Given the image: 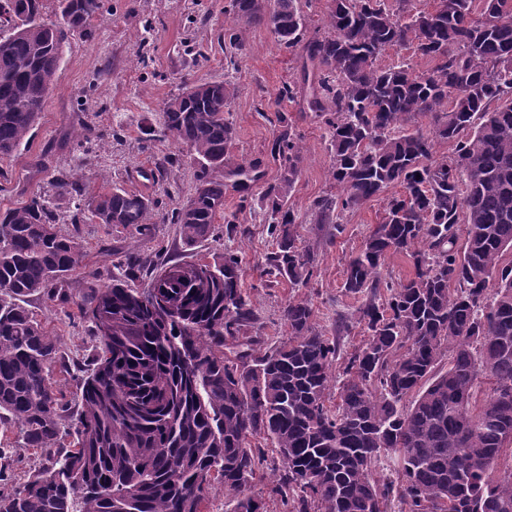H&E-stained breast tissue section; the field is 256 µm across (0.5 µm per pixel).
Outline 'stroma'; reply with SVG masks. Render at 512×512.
<instances>
[{
	"label": "stroma",
	"mask_w": 512,
	"mask_h": 512,
	"mask_svg": "<svg viewBox=\"0 0 512 512\" xmlns=\"http://www.w3.org/2000/svg\"><path fill=\"white\" fill-rule=\"evenodd\" d=\"M228 0H106L102 19L89 30L70 35L63 59L33 135L25 147L0 159V210L22 206L33 191L47 189L56 168L76 173L87 193H95L102 176L125 189L149 194L156 202L146 231L85 223L81 269L72 286L110 285L115 263L135 255L141 260L136 287H144L150 269L171 260L182 264L222 260L225 250L242 259V286L259 320L247 331L253 346L263 349L286 333L282 310L290 299L308 300L317 328L334 331L337 321L357 306L343 290L344 268L365 236L379 223L384 197L347 211L342 232L318 223L312 203L335 193L330 175L326 127L312 113L278 100L284 83L299 79L295 55L280 48L262 24L242 27L245 49L231 54L224 46V12ZM196 80L235 83L237 93L225 108L236 130L226 157L228 165L247 159L265 163L263 184L275 183L278 171L269 160L277 133L276 114L285 112L303 145L304 163L289 203L303 217L302 245L314 248L319 263L308 283L293 285L268 275L265 258L276 248L269 219L257 198L224 190V220L193 242H185L172 214L196 185L197 168L189 160L168 167L180 147L165 136L162 112L170 98ZM95 129L91 141L77 138L83 125ZM30 309L57 337L71 361L88 357L94 342L88 322L73 317L67 305L32 297Z\"/></svg>",
	"instance_id": "obj_1"
}]
</instances>
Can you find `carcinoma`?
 <instances>
[{"label": "carcinoma", "instance_id": "cac0c4a2", "mask_svg": "<svg viewBox=\"0 0 512 512\" xmlns=\"http://www.w3.org/2000/svg\"><path fill=\"white\" fill-rule=\"evenodd\" d=\"M58 2L60 23L44 18L45 0L0 12V158L36 125L68 34L104 14V0ZM414 2L330 0L314 26L300 0H229L224 26V44L240 51V28L262 22L301 63L302 82L278 97L329 130L339 193L313 203L319 222L340 234L342 213L386 196L345 269L367 333L352 352L315 327L304 299L283 310L287 336L254 349L246 330L257 316L232 251L200 276L164 264L143 289L123 270L76 303L95 345L74 409L53 377L56 337L27 298L68 303L84 246L46 193L0 211V427L41 456L21 481L0 445V512H207L216 485L232 494L229 512H267L254 491L266 462L269 497L289 512H387L391 500L398 512H512V264L501 263L512 252V0ZM394 46L432 70L381 65ZM235 94L230 81L200 80L163 109L164 130L199 168L174 218L188 242L224 211L225 180L249 196L260 179L256 160L224 164ZM420 117L430 130L408 131ZM277 122L278 178L260 196L277 243L266 268L298 283L317 253L300 245L288 205L303 149L288 116ZM438 139L451 154L436 155ZM49 184L78 200L74 224L87 212L107 226L149 223L153 199L105 177L90 196L71 170ZM390 253L413 267L397 284L381 278ZM383 459L397 474L387 483L374 473Z\"/></svg>", "mask_w": 512, "mask_h": 512}]
</instances>
